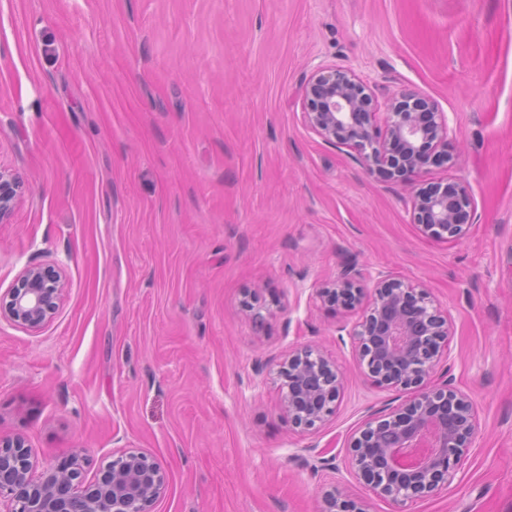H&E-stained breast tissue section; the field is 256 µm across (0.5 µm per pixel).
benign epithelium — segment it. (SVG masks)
Wrapping results in <instances>:
<instances>
[{
  "label": "benign epithelium",
  "instance_id": "7a95c632",
  "mask_svg": "<svg viewBox=\"0 0 512 512\" xmlns=\"http://www.w3.org/2000/svg\"><path fill=\"white\" fill-rule=\"evenodd\" d=\"M302 120L323 141L343 146L368 172L405 183L427 164L451 163L454 129L427 96L408 92L386 103L384 127L373 123L374 90L353 70L319 66L301 87ZM18 182L0 169V221L12 209ZM407 204L412 224L427 238L453 242L469 231L474 202L468 185L450 174L446 183L412 188ZM65 282L60 272L32 265L10 294L9 320L30 330L50 322ZM323 303L358 318L349 336L359 366L372 383L410 392L389 412H374L348 440L349 464L372 494L403 507L441 494L463 471L478 428L469 395L450 382L429 384L450 358L454 324L422 283L380 271L373 286L360 285L344 268L316 289ZM279 410L288 427L301 432L336 415L344 378L319 348L288 350L278 362ZM83 450L36 471L22 436H0V512H153L164 496L167 473L152 454L138 448L108 463L94 482L81 481ZM322 512H369V503L324 493Z\"/></svg>",
  "mask_w": 512,
  "mask_h": 512
}]
</instances>
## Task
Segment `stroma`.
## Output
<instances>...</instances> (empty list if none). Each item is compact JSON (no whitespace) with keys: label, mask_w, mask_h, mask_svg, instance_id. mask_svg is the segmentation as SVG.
I'll list each match as a JSON object with an SVG mask.
<instances>
[{"label":"stroma","mask_w":512,"mask_h":512,"mask_svg":"<svg viewBox=\"0 0 512 512\" xmlns=\"http://www.w3.org/2000/svg\"><path fill=\"white\" fill-rule=\"evenodd\" d=\"M320 65L446 113L454 167L419 179L469 184L465 238L422 236L408 185L306 129ZM0 168L22 184L0 300L30 265L66 279L40 329L0 318V435L39 465L85 449L87 484L147 451L168 477L155 512H321L333 484L393 512L352 476L347 441L407 395L364 376L355 314L314 295L352 264L448 310L434 380L479 416L463 475L413 512H512V0H0ZM306 344L345 387L299 433L276 371Z\"/></svg>","instance_id":"1"}]
</instances>
